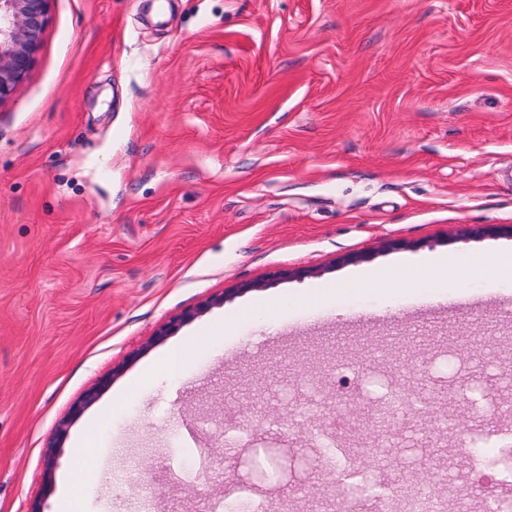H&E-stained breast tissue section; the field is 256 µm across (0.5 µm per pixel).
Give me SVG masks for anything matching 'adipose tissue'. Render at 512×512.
<instances>
[{
	"mask_svg": "<svg viewBox=\"0 0 512 512\" xmlns=\"http://www.w3.org/2000/svg\"><path fill=\"white\" fill-rule=\"evenodd\" d=\"M466 270L474 276L485 274L512 275V254L501 253L495 259H487L480 255H470L462 258L457 263H448L447 259L435 257L426 263L425 272L419 273L413 270H406L400 273L389 272L380 274L368 272L358 278L338 282L335 287L325 289L318 295L319 301H330L338 293H358L366 288L383 284L388 287L403 285L417 288L422 283L428 282L436 287L447 289L450 295H457L459 286L457 275L459 270Z\"/></svg>",
	"mask_w": 512,
	"mask_h": 512,
	"instance_id": "obj_1",
	"label": "adipose tissue"
}]
</instances>
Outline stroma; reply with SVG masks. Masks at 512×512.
Wrapping results in <instances>:
<instances>
[{
    "instance_id": "obj_1",
    "label": "stroma",
    "mask_w": 512,
    "mask_h": 512,
    "mask_svg": "<svg viewBox=\"0 0 512 512\" xmlns=\"http://www.w3.org/2000/svg\"><path fill=\"white\" fill-rule=\"evenodd\" d=\"M480 225L499 231L469 235ZM503 251L512 0H50L0 105V512H60L80 459L79 512H251L258 490L264 512H333L318 448L352 447L340 425L363 403L331 369L392 348L411 367L461 336L475 357L424 384L367 476L454 482L456 512H480L458 446H512V421L470 394L482 352H512V317L419 319L422 288L312 299L366 270ZM284 267L311 274L211 305ZM279 297L271 322L240 319ZM301 378L341 415L305 422ZM258 403L277 413L260 428ZM259 448L297 478L270 482Z\"/></svg>"
}]
</instances>
